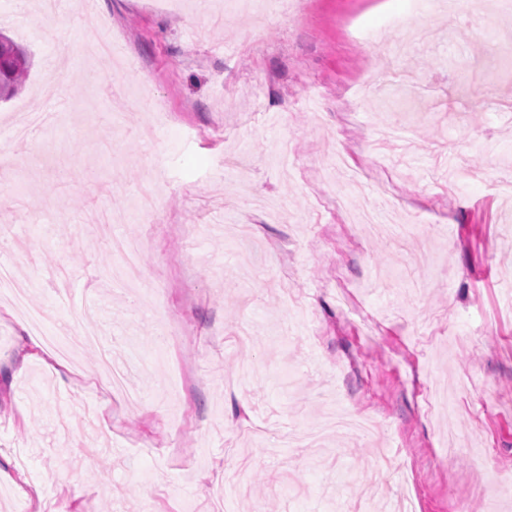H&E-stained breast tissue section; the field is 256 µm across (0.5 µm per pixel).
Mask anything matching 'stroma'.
Masks as SVG:
<instances>
[{
    "label": "stroma",
    "instance_id": "stroma-1",
    "mask_svg": "<svg viewBox=\"0 0 512 512\" xmlns=\"http://www.w3.org/2000/svg\"><path fill=\"white\" fill-rule=\"evenodd\" d=\"M92 10L126 60L77 53L70 0L0 18L32 54L0 265L96 339L58 375L0 296V512H512V12Z\"/></svg>",
    "mask_w": 512,
    "mask_h": 512
}]
</instances>
